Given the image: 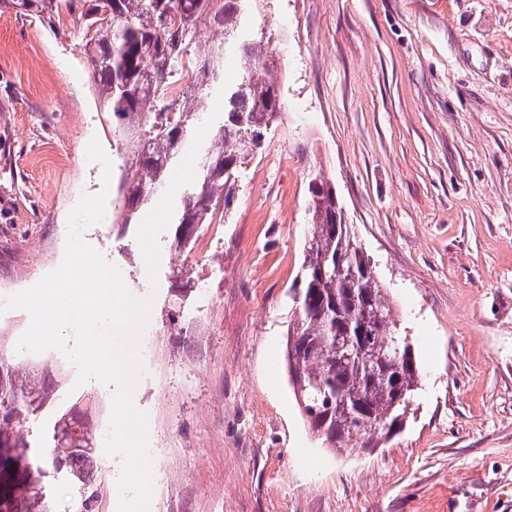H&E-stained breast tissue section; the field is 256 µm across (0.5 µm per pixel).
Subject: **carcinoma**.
I'll list each match as a JSON object with an SVG mask.
<instances>
[{
    "instance_id": "obj_1",
    "label": "carcinoma",
    "mask_w": 512,
    "mask_h": 512,
    "mask_svg": "<svg viewBox=\"0 0 512 512\" xmlns=\"http://www.w3.org/2000/svg\"><path fill=\"white\" fill-rule=\"evenodd\" d=\"M50 27L78 20L85 31L87 61L112 133L125 141L119 178L117 224H130L167 184L185 145L194 116L211 102L209 88L223 83V58L234 50L244 76L224 92V124L197 157L198 177L183 193L180 224H202L227 185L235 183L263 131L281 110V97L269 79L272 32L262 28L244 37L242 16L253 0H0ZM221 29L224 44L192 58L195 79L175 96L168 92L185 67L183 52L198 24ZM311 230L305 243L303 286L295 301V364L306 380L302 412L322 442L351 452L373 448L371 424L406 418L416 401L419 369L409 336L384 303L373 265L356 246L337 207L333 188L321 180L309 185ZM354 264L356 279H338L336 260ZM363 340L369 367L342 358L339 333ZM345 397L350 410L330 402ZM77 404L58 393L45 373L32 377L12 359L0 357V508L3 512H58L53 484L76 489L68 512H100L93 497L105 478L92 434L76 419ZM45 425L40 436L23 425Z\"/></svg>"
}]
</instances>
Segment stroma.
<instances>
[{
	"label": "stroma",
	"instance_id": "obj_1",
	"mask_svg": "<svg viewBox=\"0 0 512 512\" xmlns=\"http://www.w3.org/2000/svg\"><path fill=\"white\" fill-rule=\"evenodd\" d=\"M283 101L224 204V250L173 258L150 284L134 224L87 244L153 296L164 386L133 396L171 469L150 512H512V0H259ZM112 135L76 23L0 5V271L18 290L64 248L68 214L103 188L86 154ZM328 182L420 372L418 408L372 452L337 456L288 375L289 290ZM61 392L94 420L113 386Z\"/></svg>",
	"mask_w": 512,
	"mask_h": 512
}]
</instances>
